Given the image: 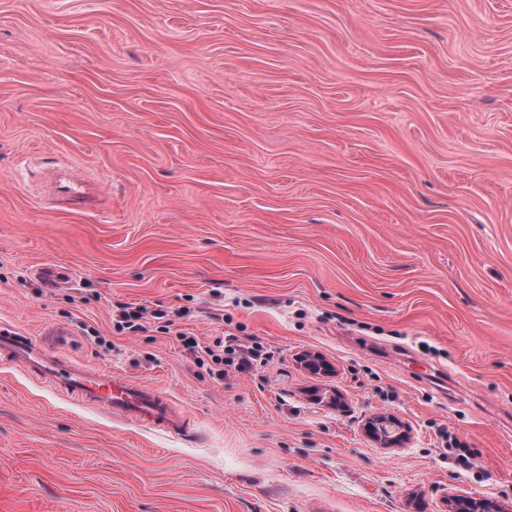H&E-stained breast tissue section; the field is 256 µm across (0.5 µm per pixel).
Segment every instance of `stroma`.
Returning a JSON list of instances; mask_svg holds the SVG:
<instances>
[{
  "label": "stroma",
  "instance_id": "obj_1",
  "mask_svg": "<svg viewBox=\"0 0 512 512\" xmlns=\"http://www.w3.org/2000/svg\"><path fill=\"white\" fill-rule=\"evenodd\" d=\"M1 322L195 427L0 362V512H512V0H0ZM117 307L119 314L115 320L116 327L119 331L128 330L130 332H138L145 328L144 323H149L148 320H161L169 315L167 312L157 309L150 310L144 305H135L124 303ZM45 340L0 327V355L35 380L83 405L104 411L129 424H149L172 437L187 435L191 421L155 388L124 375L103 372L51 350L69 332L56 327ZM186 350L195 356L200 368L207 367L212 375L224 378L228 371L224 367H230L237 372H244L254 365V362L263 363L269 357V352L259 342H254L251 347H245L237 343L235 337L228 334V338L217 336L212 342L201 344L195 336L187 333H179ZM228 339V340H227ZM207 361H210L213 368ZM265 363V362H264ZM368 437L379 447L402 446L409 441V431L391 415H378L366 422Z\"/></svg>",
  "mask_w": 512,
  "mask_h": 512
}]
</instances>
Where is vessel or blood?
I'll return each instance as SVG.
<instances>
[{
    "instance_id": "b4317fda",
    "label": "vessel or blood",
    "mask_w": 512,
    "mask_h": 512,
    "mask_svg": "<svg viewBox=\"0 0 512 512\" xmlns=\"http://www.w3.org/2000/svg\"><path fill=\"white\" fill-rule=\"evenodd\" d=\"M67 336V329L58 327L41 341L1 326L0 355L57 393L126 423L148 424L172 437L190 432V419L158 389L121 374L79 364L56 352V345Z\"/></svg>"
}]
</instances>
